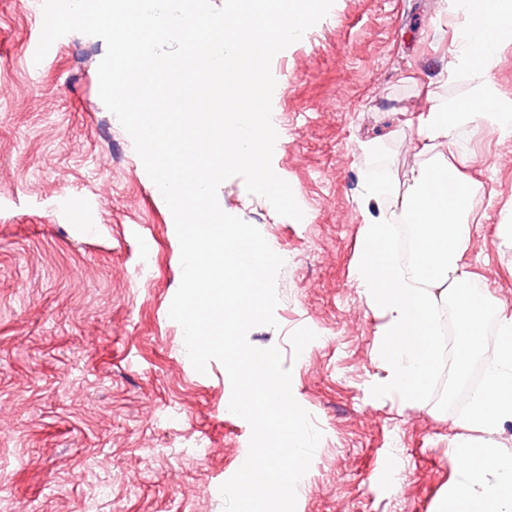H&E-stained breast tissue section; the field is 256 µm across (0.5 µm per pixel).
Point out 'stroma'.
Listing matches in <instances>:
<instances>
[{"label": "stroma", "instance_id": "obj_1", "mask_svg": "<svg viewBox=\"0 0 512 512\" xmlns=\"http://www.w3.org/2000/svg\"><path fill=\"white\" fill-rule=\"evenodd\" d=\"M457 23L448 0H335L271 62L272 167L303 219L278 215L241 177L218 188L224 212L288 255L278 325L248 341L281 350L323 434L296 512H443L459 478L463 415L439 401L454 340L423 404L379 394L383 320L352 276L362 225L391 206L365 204L363 184L384 171L405 190L432 159L411 149L419 116L469 98L467 77L441 80ZM42 25L43 0H0V512H224L220 487L251 427L225 409L223 365L198 373L169 317L182 277L172 213L99 96L104 40L70 33L38 62ZM452 151L487 191L462 262L487 287L492 337L498 309L512 310V243L499 230L512 141L472 125Z\"/></svg>", "mask_w": 512, "mask_h": 512}]
</instances>
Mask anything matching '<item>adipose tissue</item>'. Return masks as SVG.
<instances>
[{
	"mask_svg": "<svg viewBox=\"0 0 512 512\" xmlns=\"http://www.w3.org/2000/svg\"><path fill=\"white\" fill-rule=\"evenodd\" d=\"M463 22L455 31L445 79L468 75L472 93L459 111L433 106L418 125L421 149L448 146L460 128L491 126L512 139V98L490 77L501 49L512 44V0H457ZM367 200L394 197L395 207L361 229L362 253L354 281L367 304L385 318L378 356L387 369L383 388L415 403L441 358L435 320L444 301H452L463 319L457 343L458 374H466L484 340L485 292L472 272L460 265L471 241L472 215L483 199L481 183L464 178L454 159L439 156L415 171L407 191L396 193L391 177L363 185ZM413 231V262L394 254L395 229ZM491 345L495 355L483 383L473 392L464 426L482 433L481 443H459L455 452L459 479L449 494L448 512H512V452L496 436L512 421V311L500 310Z\"/></svg>",
	"mask_w": 512,
	"mask_h": 512,
	"instance_id": "obj_1",
	"label": "adipose tissue"
}]
</instances>
